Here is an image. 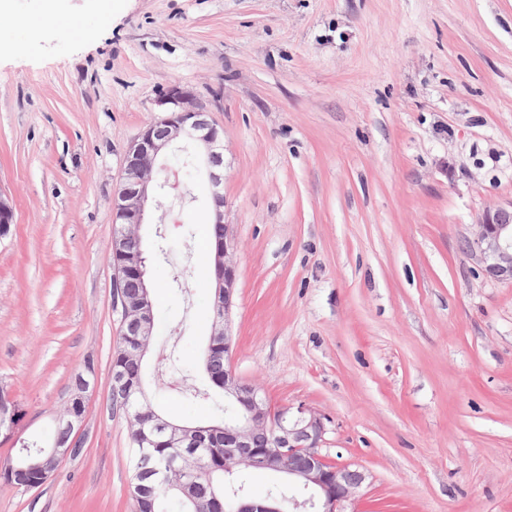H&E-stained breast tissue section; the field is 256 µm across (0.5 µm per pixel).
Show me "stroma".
<instances>
[{
	"label": "stroma",
	"instance_id": "35a3bbf8",
	"mask_svg": "<svg viewBox=\"0 0 512 512\" xmlns=\"http://www.w3.org/2000/svg\"><path fill=\"white\" fill-rule=\"evenodd\" d=\"M11 0L0 17V388L47 439L96 362L85 450L0 512H131L130 427L109 409L121 337L112 197L168 86L224 130L232 366L273 406L328 416L364 469L354 512H512V283L466 248L512 202V0ZM210 191L165 194L149 380L206 418L182 371L213 316ZM167 256H160V248Z\"/></svg>",
	"mask_w": 512,
	"mask_h": 512
}]
</instances>
